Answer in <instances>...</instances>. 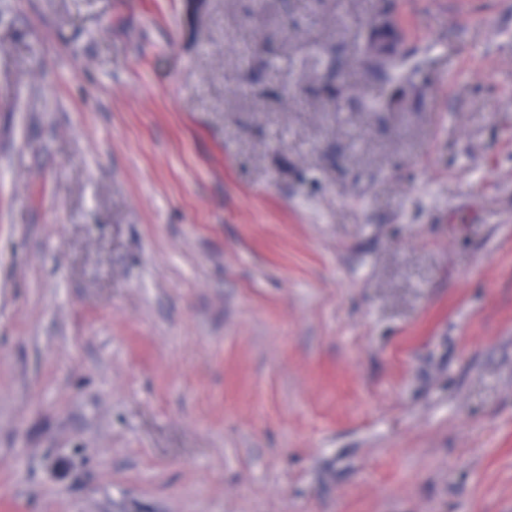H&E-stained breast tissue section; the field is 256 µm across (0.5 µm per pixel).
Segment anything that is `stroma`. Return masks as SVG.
<instances>
[{
    "label": "stroma",
    "mask_w": 512,
    "mask_h": 512,
    "mask_svg": "<svg viewBox=\"0 0 512 512\" xmlns=\"http://www.w3.org/2000/svg\"><path fill=\"white\" fill-rule=\"evenodd\" d=\"M6 3L0 512H512V0Z\"/></svg>",
    "instance_id": "35a3bbf8"
}]
</instances>
